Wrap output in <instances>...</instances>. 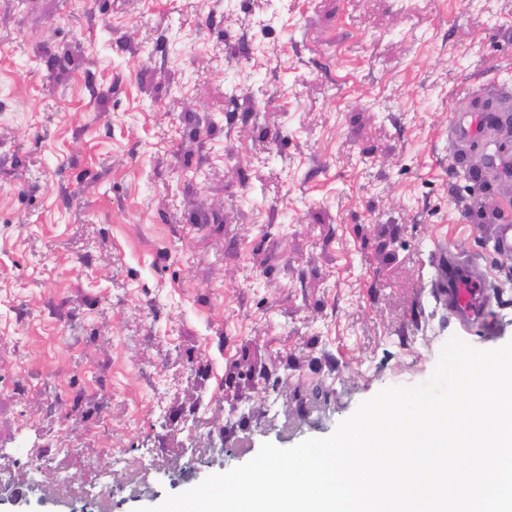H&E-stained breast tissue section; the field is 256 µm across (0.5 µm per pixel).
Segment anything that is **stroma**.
Wrapping results in <instances>:
<instances>
[{"label":"stroma","mask_w":512,"mask_h":512,"mask_svg":"<svg viewBox=\"0 0 512 512\" xmlns=\"http://www.w3.org/2000/svg\"><path fill=\"white\" fill-rule=\"evenodd\" d=\"M486 107L512 110V0H0L8 488L148 512L451 338L511 342L507 134L448 144ZM445 245L491 327L440 301Z\"/></svg>","instance_id":"stroma-1"}]
</instances>
